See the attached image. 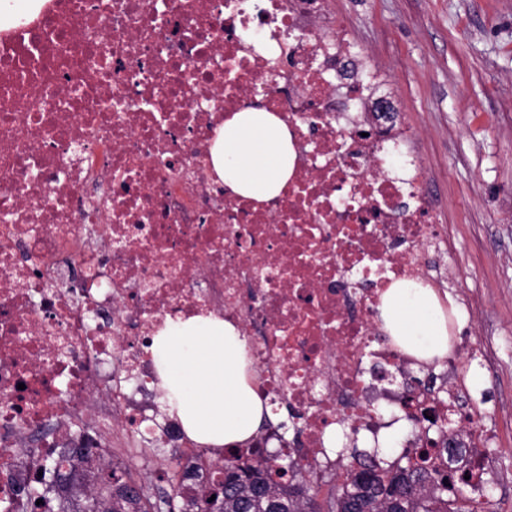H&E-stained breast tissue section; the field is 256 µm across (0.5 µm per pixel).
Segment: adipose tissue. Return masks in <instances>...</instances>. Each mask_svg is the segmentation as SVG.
I'll return each instance as SVG.
<instances>
[{
    "mask_svg": "<svg viewBox=\"0 0 512 512\" xmlns=\"http://www.w3.org/2000/svg\"><path fill=\"white\" fill-rule=\"evenodd\" d=\"M212 159L234 194L265 201L286 188L295 152L278 117L248 109L225 120ZM379 311L385 331L404 352L425 362L447 354L448 309L434 288L393 283ZM151 355L171 413L198 445H245L268 418L269 409L247 376L246 342L224 319H166L153 338Z\"/></svg>",
    "mask_w": 512,
    "mask_h": 512,
    "instance_id": "obj_1",
    "label": "adipose tissue"
}]
</instances>
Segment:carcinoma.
<instances>
[{
    "mask_svg": "<svg viewBox=\"0 0 512 512\" xmlns=\"http://www.w3.org/2000/svg\"><path fill=\"white\" fill-rule=\"evenodd\" d=\"M357 468L348 471V486L328 491L316 502L320 485L290 468L288 457L272 466L273 455L250 461L237 458L212 471L176 466L165 473L170 490L158 494L138 483L129 469L110 466L94 474L97 486L81 500L77 490L90 472L80 469L75 449L62 448L45 461L42 477L23 488L22 512H45L39 499L51 497L56 512H468L448 498L450 476L426 467L393 462L381 466L377 455L360 453Z\"/></svg>",
    "mask_w": 512,
    "mask_h": 512,
    "instance_id": "carcinoma-1",
    "label": "carcinoma"
}]
</instances>
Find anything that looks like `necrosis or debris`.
I'll use <instances>...</instances> for the list:
<instances>
[{
	"mask_svg": "<svg viewBox=\"0 0 512 512\" xmlns=\"http://www.w3.org/2000/svg\"><path fill=\"white\" fill-rule=\"evenodd\" d=\"M324 0H33L0 11V512L59 448L121 458L152 417L148 348L166 317L238 327L269 403L299 441L261 448L336 464L332 431L378 440L407 423L448 468L449 427L483 499L489 443L454 397L386 388L413 364L376 321L396 280L424 276L436 217L418 176L384 158L409 132L372 129L375 73ZM274 113L296 153L284 192L237 196L215 132ZM395 405L389 418L374 402ZM179 459L224 455L159 430Z\"/></svg>",
	"mask_w": 512,
	"mask_h": 512,
	"instance_id": "necrosis-or-debris-1",
	"label": "necrosis or debris"
}]
</instances>
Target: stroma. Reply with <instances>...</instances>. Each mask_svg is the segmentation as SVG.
<instances>
[{"mask_svg": "<svg viewBox=\"0 0 512 512\" xmlns=\"http://www.w3.org/2000/svg\"><path fill=\"white\" fill-rule=\"evenodd\" d=\"M354 50L383 74L392 121L414 131L411 165L439 216L441 293L458 307L452 344L471 341L452 382L497 431L488 512H512V0H326Z\"/></svg>", "mask_w": 512, "mask_h": 512, "instance_id": "35a3bbf8", "label": "stroma"}]
</instances>
